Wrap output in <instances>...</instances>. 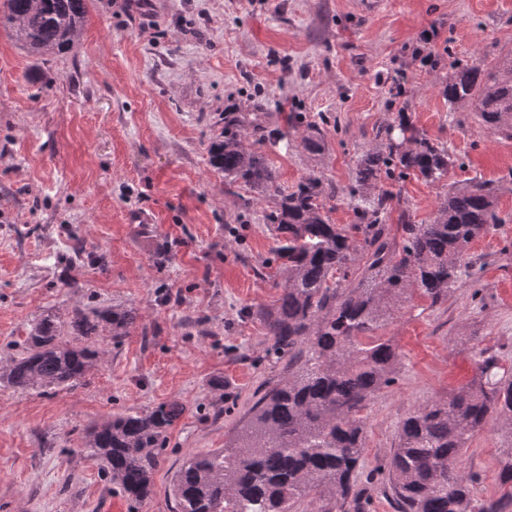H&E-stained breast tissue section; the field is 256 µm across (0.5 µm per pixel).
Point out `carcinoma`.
I'll return each instance as SVG.
<instances>
[{
  "instance_id": "cac0c4a2",
  "label": "carcinoma",
  "mask_w": 512,
  "mask_h": 512,
  "mask_svg": "<svg viewBox=\"0 0 512 512\" xmlns=\"http://www.w3.org/2000/svg\"><path fill=\"white\" fill-rule=\"evenodd\" d=\"M89 0H0V28L29 54L69 50L88 17ZM442 92L452 108L468 106L486 127L512 139V58L466 66L448 76ZM209 144L212 167L224 182L249 186L276 204L277 258L284 270L279 304L261 310L266 356L288 360V375L269 386L239 421L232 445L191 455L176 472L175 512H364L358 479L366 412L392 384L400 361L391 339L378 334L414 292L436 306L472 267L469 249L502 224L495 190L476 181L439 198L429 224H400L401 241L385 224L393 193L382 180L421 176L438 182L452 164L448 150L400 121L360 159L353 192L368 200L356 224H332L324 201L334 197L319 177L281 189L276 171L244 144L245 120L220 118ZM399 129L409 146L394 143ZM133 307L75 312L79 338L64 336L53 315L31 327L22 352L0 367V383L55 389L82 379L99 358L98 327L118 343L136 326ZM476 375L446 399L433 400L401 423L385 470L397 512H503L502 501L478 498L457 468L470 435L497 422L512 435V367L486 347L473 348ZM187 407L160 403L93 423L83 447L101 459L109 481L139 504L153 492L152 473L168 431ZM499 480L512 500V450L500 460Z\"/></svg>"
}]
</instances>
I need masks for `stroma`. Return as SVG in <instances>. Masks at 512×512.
Segmentation results:
<instances>
[{"label":"stroma","mask_w":512,"mask_h":512,"mask_svg":"<svg viewBox=\"0 0 512 512\" xmlns=\"http://www.w3.org/2000/svg\"><path fill=\"white\" fill-rule=\"evenodd\" d=\"M508 57L512 0H90L72 48L45 57L0 30V363L43 315L69 336L78 309L140 314L120 344L101 334L103 358L76 386L0 385V512H174L185 458L223 447L286 374L252 316L281 295L274 204L209 162L229 110L262 118L248 143L284 190L312 175L335 187L334 224L355 223L357 163L402 115L455 164L435 183L391 184L390 231L430 223L440 195L470 181L498 195L503 223L472 243L470 276L440 305L413 296L383 331L402 361L367 411L359 489L367 512H393L380 466L401 421L475 375L473 346L512 366V139L440 91L455 70ZM162 402L191 411L133 507L85 429ZM511 449L497 423L473 432L458 466L479 497L502 495Z\"/></svg>","instance_id":"obj_1"}]
</instances>
